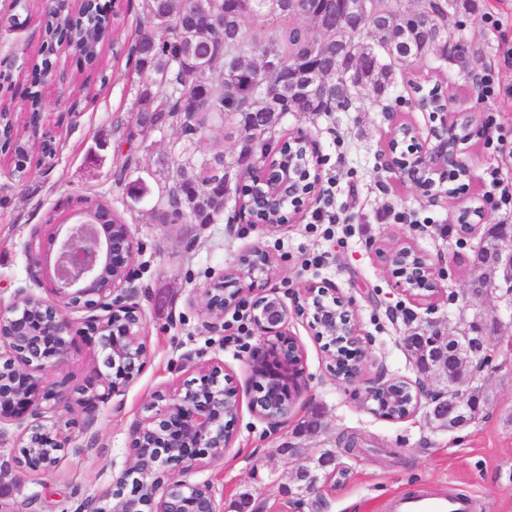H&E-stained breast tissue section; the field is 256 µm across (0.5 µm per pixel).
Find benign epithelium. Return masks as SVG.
I'll use <instances>...</instances> for the list:
<instances>
[{"instance_id": "obj_1", "label": "benign epithelium", "mask_w": 512, "mask_h": 512, "mask_svg": "<svg viewBox=\"0 0 512 512\" xmlns=\"http://www.w3.org/2000/svg\"><path fill=\"white\" fill-rule=\"evenodd\" d=\"M45 14L60 15L78 9L87 0H44ZM416 106L429 114L421 130L405 124L394 127L386 150L380 154L381 167L400 182L407 183L435 204L448 202V179L469 172L462 154L463 145L476 134L472 119H448V102L419 85ZM322 158L311 148L303 132L290 134L262 153L238 151L225 177L210 189L223 194L236 180L244 185L237 216L246 224L277 228L305 214L320 196ZM484 214L469 207L460 209L455 231L476 233ZM137 242L127 224H109L102 216L88 214L71 224L60 239L53 262L28 250L29 266L35 277L49 288L46 297L18 288L11 302L0 304V420L15 411L34 417L20 438L21 455L17 467L49 472L67 451L69 437L56 423H47L49 414L63 407L79 413L68 425L81 424L80 415H91L97 403L116 395L137 376L147 357V323L142 309L125 288L133 275ZM386 265L401 277L397 287L412 300L433 302L442 296L429 256L410 242L388 250H377ZM272 267L270 255L260 247L248 249L239 260L221 271L203 289L201 307L208 321L207 332L224 334V314L240 307L251 295L249 316L263 336L262 345L250 360L255 395L254 414L271 428L288 420L293 401L287 383L299 375L301 348L281 340L292 315L287 302L273 287L259 288ZM502 272L512 282V225L502 224L476 254L474 274L468 293L485 306L492 280ZM304 305L298 314L309 319L310 328L327 340L328 369L338 380L352 382L361 375L367 334L362 330L353 299L338 288L308 282L303 289ZM69 312L86 313L87 329L96 339L94 364L99 385L74 393L58 384H46L41 373L68 361L70 356ZM425 352L455 340L465 347L470 337L444 331L431 323L421 336ZM199 378L168 398L164 405L147 407L151 415L141 418L132 431L129 447L132 465L113 479L112 488L86 500L82 512H218L216 491L210 483L161 480L172 470L191 466L192 449L206 448L221 459L234 443L229 425L240 409V385L224 372L219 362H203ZM426 403H421V398ZM412 411L427 408L432 421H454L459 429L478 412L479 402L470 392L457 389L427 392L417 386ZM290 479L299 494H310L320 479L303 475L296 463Z\"/></svg>"}]
</instances>
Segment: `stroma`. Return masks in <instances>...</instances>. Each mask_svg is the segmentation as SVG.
<instances>
[{
    "label": "stroma",
    "instance_id": "stroma-1",
    "mask_svg": "<svg viewBox=\"0 0 512 512\" xmlns=\"http://www.w3.org/2000/svg\"><path fill=\"white\" fill-rule=\"evenodd\" d=\"M474 5L464 13L461 30L474 56L461 63L427 58L397 75L391 93L401 120L421 129L428 115L414 104L418 83L442 84L451 112L477 115L479 131L463 155L470 173L459 180L457 197L447 207L430 206L414 188L381 169L378 156L391 124L373 100L363 97L352 112L288 113L277 129L281 136L301 131L313 141L323 159V186L343 223L328 228L307 215L266 229L232 223L230 205L223 220L214 224H160L152 211V194L136 200L128 196L126 185L115 182L119 162L114 146L124 140L127 118L137 104L131 36L135 29L151 26L144 0H121L111 21L114 43L103 59L110 80L99 87L96 101L80 103L73 117L57 106L58 85H46L45 114L55 138V157L32 152L29 176L21 184L0 171V300L9 301L18 288L37 291L27 250L54 254L58 235L76 220L77 196L97 199L130 226L138 243L127 287L146 318L149 357L120 394L99 403L91 425L72 429L71 446L52 472L16 468L12 458L19 452L24 424L0 422V504L10 512H77L85 499L111 487L113 476L129 465L130 433L145 406L197 377V363L215 361L241 385L240 412L232 424L235 442L219 460L199 452L186 478L211 482L221 512H237L245 494L249 512H389L395 496L421 490L468 497L473 512H512V296L499 274L492 281L494 307L473 308L466 294L486 232L512 222V204L483 202L491 172L512 183V95L484 98L473 80L481 67L492 66L512 86V60H505L504 48L486 22L490 16L499 18L512 32V0H474ZM23 17V26H0V72L10 75L17 92L27 78L22 62L44 57L41 13L31 9ZM179 135L178 128L169 127L140 148L138 175L151 190L164 183L160 160ZM467 206L484 209L481 230L469 237L454 229L459 208ZM407 240L434 266L443 289L436 310L402 294L392 268L374 255L375 247ZM255 245L271 255L268 284L289 306L301 303L308 281L335 285L354 299L358 318L371 336L366 372L346 383L328 371L325 343L308 320L291 318L286 333L300 345L303 362L292 388L293 410L276 429L250 407L248 360L260 334L251 327L239 341L225 343V336L237 328L232 314L224 316L223 335L207 333L197 299L222 269ZM81 318V313H71L72 354L64 366L45 374L46 382L67 380L79 386L95 381V349L85 338ZM431 321L449 332L464 329L480 338L481 353L489 360L472 383L490 401L471 424L456 431L436 428L421 410L391 419L364 405L365 391L377 376L417 379L404 339ZM185 354L191 362H182ZM313 413L321 416L320 431L299 432L304 417ZM347 434L359 440L351 453L337 445ZM287 446L333 451L335 472L322 477L311 494H288L285 486L295 460L284 454Z\"/></svg>",
    "mask_w": 512,
    "mask_h": 512
}]
</instances>
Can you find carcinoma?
I'll return each mask as SVG.
<instances>
[{
	"label": "carcinoma",
	"instance_id": "cac0c4a2",
	"mask_svg": "<svg viewBox=\"0 0 512 512\" xmlns=\"http://www.w3.org/2000/svg\"><path fill=\"white\" fill-rule=\"evenodd\" d=\"M146 6L153 28L150 37L134 43L138 108L129 122L160 131L176 126L183 134L162 159L167 182L155 203L166 210V223L194 213L214 224L226 199L214 198L207 184L221 171L202 166L199 158L229 161L222 151L197 150L195 137L211 131V122L236 119L237 143L259 151L290 112H352L361 97L387 101L397 73L430 55L442 56V42L459 38L457 15L468 9V0H375L376 9L388 15L385 22L338 17L333 0H260L258 6L254 0H208L206 24L182 17V0H146ZM305 11L308 26H289ZM108 23L96 4H88L70 25V48L101 62L105 46L97 34ZM268 51L281 61L276 73L252 64V57ZM347 56L355 60L349 73L338 67ZM218 64L220 79H205ZM298 70L313 73L321 93L303 92L294 82ZM116 152L120 175L139 166L138 147L129 141L117 143ZM378 404L397 416L409 407V395L397 388Z\"/></svg>",
	"mask_w": 512,
	"mask_h": 512
}]
</instances>
